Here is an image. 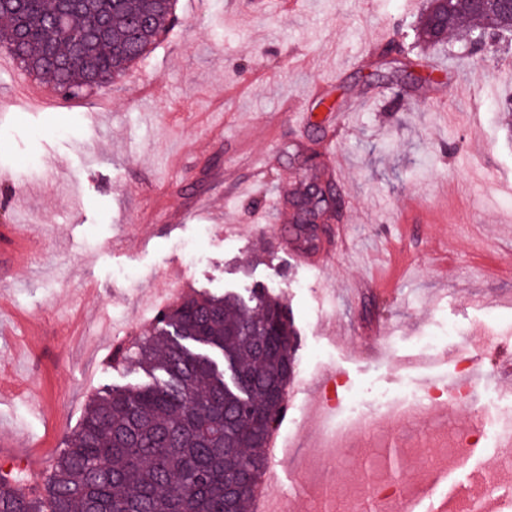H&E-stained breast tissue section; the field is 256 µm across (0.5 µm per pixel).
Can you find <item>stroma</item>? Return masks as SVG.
I'll use <instances>...</instances> for the list:
<instances>
[{
    "mask_svg": "<svg viewBox=\"0 0 512 512\" xmlns=\"http://www.w3.org/2000/svg\"><path fill=\"white\" fill-rule=\"evenodd\" d=\"M426 6L300 0L270 13L251 0H176L151 52L79 100L30 103L20 63L0 66V168L21 177L0 183V254L16 233L33 262H0V318L32 347L14 369L0 336V445L54 459L90 401L145 380L112 354L153 331L163 298L261 285L296 331L295 447L272 491L288 512H313L329 479L337 502L359 499L368 474L402 492L381 512L407 499L424 512L433 496L460 512L479 493L488 512H512V446L452 449L435 435L448 479L432 483L421 437L448 418L475 431L468 410L383 421L404 449L394 472H368L360 439L333 475L308 456L320 402L380 389L402 403L456 380L462 357L486 376L485 415L512 400L494 378L512 358V40L484 54L458 35L425 46ZM313 151L340 208L306 251L284 229ZM447 324L460 347L420 366L419 337Z\"/></svg>",
    "mask_w": 512,
    "mask_h": 512,
    "instance_id": "stroma-1",
    "label": "stroma"
}]
</instances>
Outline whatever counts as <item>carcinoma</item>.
I'll list each match as a JSON object with an SVG mask.
<instances>
[{
    "label": "carcinoma",
    "mask_w": 512,
    "mask_h": 512,
    "mask_svg": "<svg viewBox=\"0 0 512 512\" xmlns=\"http://www.w3.org/2000/svg\"><path fill=\"white\" fill-rule=\"evenodd\" d=\"M170 0H22L0 24V48L65 100L88 97L119 80L166 31ZM512 22L468 0H431L418 38L442 29L472 37ZM292 205L321 212L307 189ZM289 235L311 248L313 225ZM288 306L267 288L245 302L232 294L190 295L161 311L151 335L114 361L134 362L150 381L115 388L91 401L36 491L23 471L0 473V512H244L251 493L226 498L246 480L260 485L268 466L271 423L295 366ZM238 370L234 386L224 365Z\"/></svg>",
    "instance_id": "1"
}]
</instances>
